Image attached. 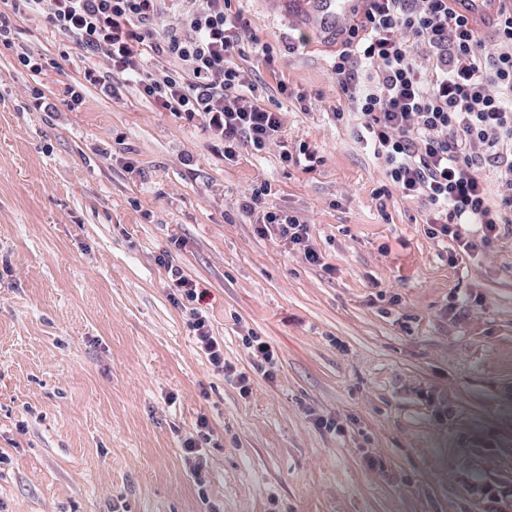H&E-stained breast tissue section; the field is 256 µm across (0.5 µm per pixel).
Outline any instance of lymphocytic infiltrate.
I'll use <instances>...</instances> for the list:
<instances>
[{
	"label": "lymphocytic infiltrate",
	"mask_w": 512,
	"mask_h": 512,
	"mask_svg": "<svg viewBox=\"0 0 512 512\" xmlns=\"http://www.w3.org/2000/svg\"><path fill=\"white\" fill-rule=\"evenodd\" d=\"M0 47L13 48L11 18L42 17L98 66L69 88L81 105L84 85L119 97L133 88L160 111L202 120L226 160L241 149L259 152L277 139L279 112L249 94L238 65L245 48L232 0H1ZM177 10L181 24L164 25ZM172 60L158 76L147 56ZM336 88L353 114L357 137L373 151L390 186L433 214L429 235L455 242L458 256L490 247L512 224V13L480 36L448 0H363L344 32L332 66ZM256 230L277 232L310 264L306 224L273 202L269 182L253 184L240 201ZM190 326L215 371L248 395V373L224 360V344L207 320L191 312Z\"/></svg>",
	"instance_id": "obj_1"
}]
</instances>
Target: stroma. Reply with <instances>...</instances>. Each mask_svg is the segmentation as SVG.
Instances as JSON below:
<instances>
[{"mask_svg":"<svg viewBox=\"0 0 512 512\" xmlns=\"http://www.w3.org/2000/svg\"><path fill=\"white\" fill-rule=\"evenodd\" d=\"M232 8L274 49L275 67L241 65L282 118L232 162L132 92L71 109L93 60L43 18L12 31L42 74L0 48V512H512V232L453 263L423 204L381 195L383 165L334 117L352 14L328 36L297 0ZM35 87L55 111L29 110ZM304 143L310 173L280 159ZM264 179L323 265L241 212ZM170 264L226 362L249 371L243 339L261 337L273 378L243 396L213 370ZM202 416L200 485L181 444ZM169 280L172 290L177 292V302L184 308L195 302L197 293L196 285L192 283L178 268L167 265Z\"/></svg>","mask_w":512,"mask_h":512,"instance_id":"obj_1","label":"stroma"}]
</instances>
